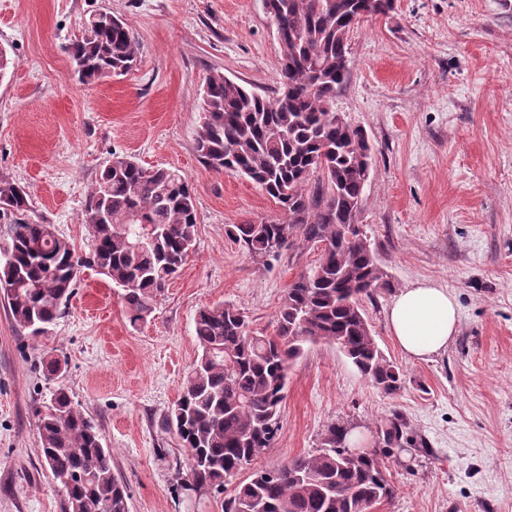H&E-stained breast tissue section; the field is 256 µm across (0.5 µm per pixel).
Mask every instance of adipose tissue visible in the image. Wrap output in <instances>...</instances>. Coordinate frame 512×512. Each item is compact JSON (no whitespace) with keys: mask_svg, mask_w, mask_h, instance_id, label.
I'll list each match as a JSON object with an SVG mask.
<instances>
[{"mask_svg":"<svg viewBox=\"0 0 512 512\" xmlns=\"http://www.w3.org/2000/svg\"><path fill=\"white\" fill-rule=\"evenodd\" d=\"M388 322L400 349L410 359L424 360L445 349L456 335V303L447 289L420 282L399 292Z\"/></svg>","mask_w":512,"mask_h":512,"instance_id":"ef3b65f1","label":"adipose tissue"}]
</instances>
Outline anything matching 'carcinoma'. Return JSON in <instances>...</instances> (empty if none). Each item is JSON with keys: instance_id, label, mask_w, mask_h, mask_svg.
<instances>
[{"instance_id": "1", "label": "carcinoma", "mask_w": 512, "mask_h": 512, "mask_svg": "<svg viewBox=\"0 0 512 512\" xmlns=\"http://www.w3.org/2000/svg\"><path fill=\"white\" fill-rule=\"evenodd\" d=\"M395 0H265L277 28L280 85L261 95L216 72L203 87L195 150L216 171L246 177L288 210V223L232 224L227 233L253 258L276 257L290 236L323 245L314 267L288 286L273 332L252 327L238 308L200 309L194 333L201 353L182 391L157 421L186 460L182 490L220 489L269 448L278 431L288 370L305 346L336 345L385 395L404 375L379 348L362 301L392 288L360 222L374 149L359 126L331 108L349 79L348 39L362 18L393 11ZM66 46L80 80L93 84L136 63L140 44L110 13ZM31 198L0 179V213L11 216L12 258L0 262V290L15 323L48 331L67 307L79 269L96 268L136 329L195 247L197 210L192 186L178 171L144 168L112 154L86 200L88 253L79 254L51 225L26 220ZM151 242H145V239ZM41 462L65 499V512H129L128 487L112 471V450L94 419L57 389L38 412ZM343 426L331 427L314 453L239 482L224 512H369L390 500L384 477L393 449L423 439L398 419L380 426L374 448L353 449Z\"/></svg>"}]
</instances>
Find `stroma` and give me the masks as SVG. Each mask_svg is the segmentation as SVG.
Returning a JSON list of instances; mask_svg holds the SVG:
<instances>
[{"label": "stroma", "instance_id": "1", "mask_svg": "<svg viewBox=\"0 0 512 512\" xmlns=\"http://www.w3.org/2000/svg\"><path fill=\"white\" fill-rule=\"evenodd\" d=\"M106 11L140 43L128 73L84 85L65 51ZM0 177L24 186L29 220L89 249L88 192L119 153L179 170L193 185L196 245L146 324L132 329L111 284L82 268L70 304L42 337L0 298V512H64L39 456L36 410L64 388L96 419L129 512H224L233 493L176 492L174 441L157 420L179 396L199 348L197 312L235 305L272 331L286 289L320 256L284 248L251 258L229 224L285 222L250 180L205 165L194 145L199 93L222 72L255 92L279 87L280 50L263 0H0ZM351 74L332 104L362 127L376 165L360 220L393 282L363 306L398 394L373 388L335 345L309 346L291 366L272 467L319 448L340 425L372 447L403 419L431 448H398L386 464L393 498L371 512H512V0H395L350 34ZM448 289L459 332L425 361L395 344L387 312L419 282ZM61 370L45 379L41 364Z\"/></svg>", "mask_w": 512, "mask_h": 512}]
</instances>
